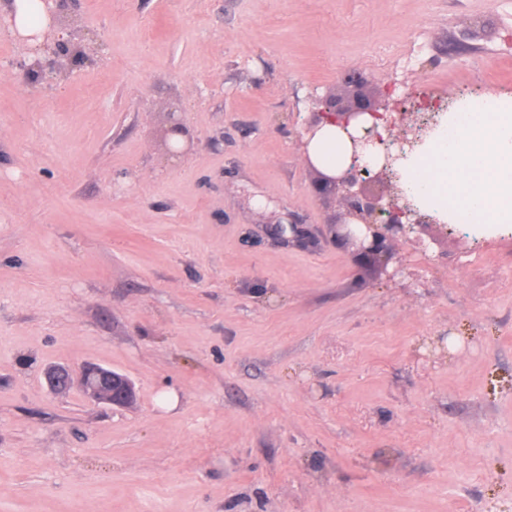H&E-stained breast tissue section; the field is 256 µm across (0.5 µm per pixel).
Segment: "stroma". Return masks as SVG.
<instances>
[{"label":"stroma","mask_w":512,"mask_h":512,"mask_svg":"<svg viewBox=\"0 0 512 512\" xmlns=\"http://www.w3.org/2000/svg\"><path fill=\"white\" fill-rule=\"evenodd\" d=\"M59 33L92 61L43 90L0 29V512H512V227L388 276L300 138L318 96L511 97L512 0H82ZM87 363L134 401L48 389Z\"/></svg>","instance_id":"35a3bbf8"}]
</instances>
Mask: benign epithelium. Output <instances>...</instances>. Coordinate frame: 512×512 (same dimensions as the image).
I'll return each instance as SVG.
<instances>
[{
  "label": "benign epithelium",
  "instance_id": "7a95c632",
  "mask_svg": "<svg viewBox=\"0 0 512 512\" xmlns=\"http://www.w3.org/2000/svg\"><path fill=\"white\" fill-rule=\"evenodd\" d=\"M31 54L33 61H23L16 67L23 79L35 87L51 82L67 62L77 65L88 61L77 46L48 34ZM314 104L318 110L305 128L310 135L314 134L316 124L329 116L345 130L363 115L383 119L387 124L386 139L377 133L374 124L362 127V136H350L351 164L337 176H321L324 189L340 195L348 223L364 228L359 237L351 230L346 233V237L359 240L358 256L368 260L380 256L389 262L393 259L394 241L404 239L425 251L423 236L437 241L432 229L448 235V225L436 215L422 212L408 195L399 172L400 162L438 126L442 108L428 104L425 97L419 101L412 96L397 99L390 93L378 104L360 99L347 109L338 108L333 96L316 99ZM377 182L386 184V192L368 190L369 185ZM46 380L58 392L76 381L89 399L113 406L127 405L136 396L135 384L127 375L100 365H87L77 374L66 367H54L46 372Z\"/></svg>",
  "mask_w": 512,
  "mask_h": 512
}]
</instances>
